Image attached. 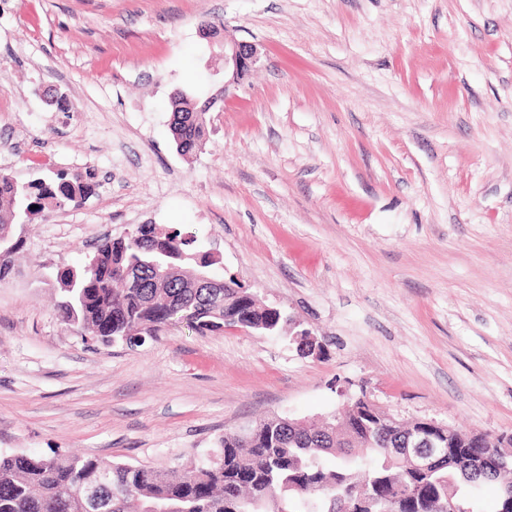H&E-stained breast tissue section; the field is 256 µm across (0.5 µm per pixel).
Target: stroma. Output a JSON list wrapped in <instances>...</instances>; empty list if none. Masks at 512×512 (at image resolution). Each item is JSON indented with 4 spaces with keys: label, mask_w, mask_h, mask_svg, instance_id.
<instances>
[{
    "label": "stroma",
    "mask_w": 512,
    "mask_h": 512,
    "mask_svg": "<svg viewBox=\"0 0 512 512\" xmlns=\"http://www.w3.org/2000/svg\"><path fill=\"white\" fill-rule=\"evenodd\" d=\"M205 21L261 61L186 158L169 98L221 86ZM0 171L96 182L0 282L1 452L180 471L362 386L512 435V0H0ZM140 224L191 231L283 330L80 335L57 271Z\"/></svg>",
    "instance_id": "obj_1"
}]
</instances>
